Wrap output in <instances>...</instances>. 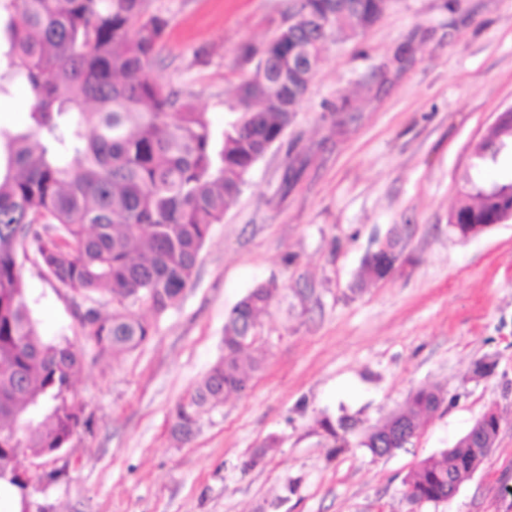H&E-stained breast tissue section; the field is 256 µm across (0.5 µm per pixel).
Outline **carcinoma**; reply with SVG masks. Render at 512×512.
Listing matches in <instances>:
<instances>
[{"label": "carcinoma", "instance_id": "carcinoma-1", "mask_svg": "<svg viewBox=\"0 0 512 512\" xmlns=\"http://www.w3.org/2000/svg\"><path fill=\"white\" fill-rule=\"evenodd\" d=\"M390 0H297L286 32L244 56L258 58L237 88L224 127H214L179 93L151 77L166 21L144 0H0V98L27 93L29 123L0 127V470L22 454L67 447L81 422L68 394L82 370L70 347L45 340L29 304L23 261L86 301L106 292L112 315H80L102 354L146 343L156 315L175 306L192 283L212 225L242 192L255 164L284 137L310 88L331 36L372 28ZM330 17L326 31L306 17ZM484 167L468 177L448 220L461 239L487 223L502 199L485 190ZM404 237L395 227L377 243L362 274L385 279L396 269ZM277 282L256 286L229 312L224 354L177 404L172 433L188 440L202 410L244 391L264 354L245 362L269 311ZM444 402L417 390L361 446L388 454L390 437L418 431ZM465 439L453 458L422 459L404 479L408 500L448 499V485L480 465Z\"/></svg>", "mask_w": 512, "mask_h": 512}]
</instances>
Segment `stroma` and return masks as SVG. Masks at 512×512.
I'll use <instances>...</instances> for the list:
<instances>
[{"label":"stroma","instance_id":"35a3bbf8","mask_svg":"<svg viewBox=\"0 0 512 512\" xmlns=\"http://www.w3.org/2000/svg\"><path fill=\"white\" fill-rule=\"evenodd\" d=\"M168 26L151 75L214 126L289 0H145ZM512 105V0H391L366 33L330 40L281 144L213 225L181 301L119 359L100 356L70 290L23 266L46 339L70 343L82 410L54 462L23 455L46 512H512V223L467 240L448 227L470 148ZM396 226V270L362 261ZM279 292L261 320L263 368L205 409L190 441L171 419L224 352V322L260 283ZM497 365L475 376V362ZM445 401L384 457L366 432L421 388ZM500 430L450 499L420 506L404 477L453 447L488 409ZM353 417L338 448L322 426Z\"/></svg>","mask_w":512,"mask_h":512}]
</instances>
